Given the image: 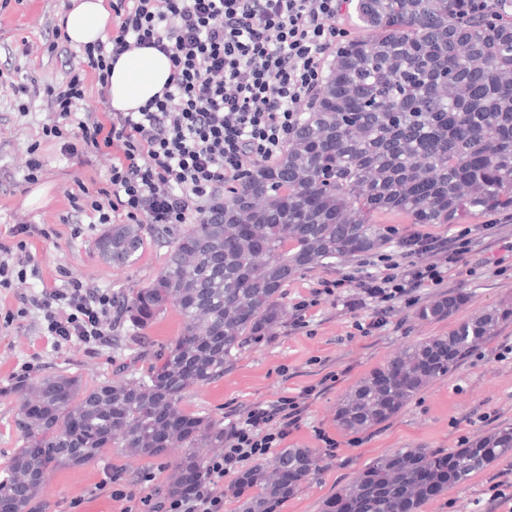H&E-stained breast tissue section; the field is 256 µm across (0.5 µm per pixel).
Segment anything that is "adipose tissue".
Listing matches in <instances>:
<instances>
[{
	"mask_svg": "<svg viewBox=\"0 0 512 512\" xmlns=\"http://www.w3.org/2000/svg\"><path fill=\"white\" fill-rule=\"evenodd\" d=\"M112 22L104 0H72L60 26L75 45L101 39ZM171 72V62L153 48H137L123 54L112 67L108 101L113 110H137L162 93Z\"/></svg>",
	"mask_w": 512,
	"mask_h": 512,
	"instance_id": "1",
	"label": "adipose tissue"
}]
</instances>
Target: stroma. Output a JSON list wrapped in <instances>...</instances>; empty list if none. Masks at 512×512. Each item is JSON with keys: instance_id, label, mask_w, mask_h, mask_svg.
I'll list each match as a JSON object with an SVG mask.
<instances>
[{"instance_id": "1", "label": "stroma", "mask_w": 512, "mask_h": 512, "mask_svg": "<svg viewBox=\"0 0 512 512\" xmlns=\"http://www.w3.org/2000/svg\"><path fill=\"white\" fill-rule=\"evenodd\" d=\"M70 0H0V231L14 224L35 227L28 237L34 259L22 278L0 288V468L21 448L14 419L18 382L56 374L79 375L87 386L115 381L116 370L129 359L148 365L178 336L181 319L167 308L146 328L115 329L113 341L91 350L73 343L52 344L38 311L18 316L23 298L42 287H63L80 279L91 286L122 293L153 280L165 266L173 246L170 235L143 227L145 244L129 264L103 259L95 242L104 232L74 211L72 195L80 188L96 192L107 187L112 158L103 153H67L64 141L43 134L52 124L50 93L65 82L69 63L79 46L56 33ZM26 86L16 96L14 84ZM42 165L38 182L28 180L32 161ZM46 193L37 204L26 199L35 186ZM480 252L452 276L447 286L424 288L417 304L400 305L387 326L362 334L356 321H368L371 307L361 305L357 289L318 294L322 280L361 269V258H346L322 268L304 270L284 288L287 319L263 341L250 345L224 366L211 383L189 388L180 403L189 413L224 419L243 405L296 397L305 389L319 392L307 401L297 429L286 443L314 451L322 468L277 512H319L322 501L348 484L375 457L399 448H428L449 453L468 446L499 425L512 424V318L501 323L497 335L472 351L460 365L423 389L402 411L375 430L347 435L336 427L338 401L373 369L396 352L430 336L447 333L457 318L485 309L512 307V253L501 250L511 224L483 230ZM463 293L467 301L457 317L428 323L415 316L447 291ZM309 304V322L296 327L298 307ZM180 449L158 457L120 455L102 449L86 464L49 473L33 512H67L79 501V512H121L101 483L107 469L124 471L128 478L150 474L142 494L165 492L176 473ZM512 468V457L493 463L466 484L450 489L423 512H488L491 488L500 472Z\"/></svg>"}]
</instances>
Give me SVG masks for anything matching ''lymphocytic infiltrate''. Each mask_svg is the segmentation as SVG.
I'll return each instance as SVG.
<instances>
[{
    "label": "lymphocytic infiltrate",
    "mask_w": 512,
    "mask_h": 512,
    "mask_svg": "<svg viewBox=\"0 0 512 512\" xmlns=\"http://www.w3.org/2000/svg\"><path fill=\"white\" fill-rule=\"evenodd\" d=\"M346 0H113L116 27L106 40L84 45L87 68L68 71L51 97L60 137L86 93L85 72L97 75V93L109 96V75L121 55L150 47L168 56L172 69L161 95L138 110L112 111L80 122L66 149H93L112 157L108 188L87 196L90 218L110 224L124 218L173 226L203 217L223 198L224 187L248 166L273 163L294 130L302 106L320 89L329 53L343 32L336 25ZM31 226L9 228L0 241V288L10 287L33 260L24 240ZM427 261L401 264L383 257L366 277L324 281V293L360 289L379 317L363 333L384 326V313L409 304L423 288H438L475 255L465 228L447 242H423ZM56 343H105L119 310L112 293L81 280L42 289L30 301ZM305 411L303 397H282L241 407L224 427V451L207 464L205 479L188 477L176 496L137 495L122 472L107 473L122 512H224L222 484L243 476L247 463L287 438Z\"/></svg>",
    "instance_id": "obj_1"
}]
</instances>
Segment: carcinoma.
<instances>
[{
	"label": "carcinoma",
	"instance_id": "cac0c4a2",
	"mask_svg": "<svg viewBox=\"0 0 512 512\" xmlns=\"http://www.w3.org/2000/svg\"><path fill=\"white\" fill-rule=\"evenodd\" d=\"M364 34L336 47L316 101L280 158L253 165L224 202L175 237L165 268L118 295L120 323L142 329L171 305L178 336L146 372L90 389L57 374L18 388L22 438L0 475V512H29L48 473L83 465L104 448L154 457L183 448L184 474L206 477L200 448L224 447V422L180 408L185 392L224 373L282 316L296 273L396 242L377 220L456 224L512 213V0H348ZM457 76L448 99L439 75ZM141 227L115 224L99 254L126 264ZM450 292L416 310L422 321L455 315ZM512 309L462 319L447 334L407 346L363 377L339 402L345 434L367 432L399 413L492 338ZM512 457V424L449 453L399 448L366 464L319 512H421L497 460ZM321 468L308 448H281L229 488L238 512H274Z\"/></svg>",
	"mask_w": 512,
	"mask_h": 512
}]
</instances>
